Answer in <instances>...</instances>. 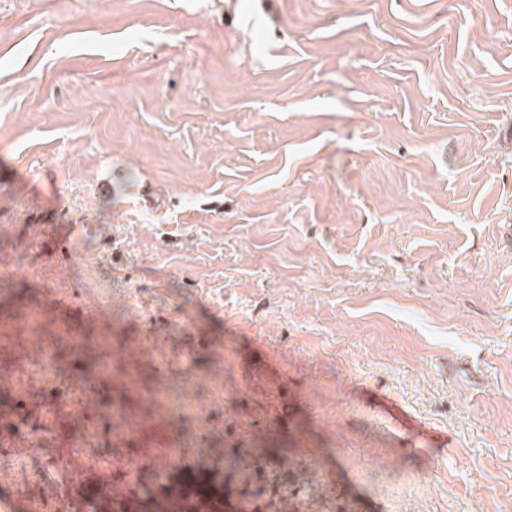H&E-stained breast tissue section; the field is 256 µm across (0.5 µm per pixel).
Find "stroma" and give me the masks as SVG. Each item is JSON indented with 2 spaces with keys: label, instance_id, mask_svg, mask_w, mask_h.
Listing matches in <instances>:
<instances>
[{
  "label": "stroma",
  "instance_id": "obj_1",
  "mask_svg": "<svg viewBox=\"0 0 512 512\" xmlns=\"http://www.w3.org/2000/svg\"><path fill=\"white\" fill-rule=\"evenodd\" d=\"M53 299L140 455L193 428L153 334L186 470L512 512V0H0V332ZM155 403L158 409L169 419L193 418L197 425L206 421L204 410L201 406H192L183 401L177 391L168 386H162L155 392Z\"/></svg>",
  "mask_w": 512,
  "mask_h": 512
}]
</instances>
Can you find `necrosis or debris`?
Wrapping results in <instances>:
<instances>
[{
    "instance_id": "1",
    "label": "necrosis or debris",
    "mask_w": 512,
    "mask_h": 512,
    "mask_svg": "<svg viewBox=\"0 0 512 512\" xmlns=\"http://www.w3.org/2000/svg\"><path fill=\"white\" fill-rule=\"evenodd\" d=\"M82 336H58L52 345L25 351L13 368L0 371V383L25 395L37 389L41 402L29 404L31 425L15 430L0 418V512H125L126 502L116 493L83 500L78 492H67L68 483L91 473L109 483H129L143 471L167 476L179 469L188 443L186 435H175L168 448L151 458L119 456L101 448L98 431L90 420L97 410L87 385L64 382L63 366L56 349L71 355L83 352ZM72 418L75 428L63 447L49 439L61 416Z\"/></svg>"
}]
</instances>
